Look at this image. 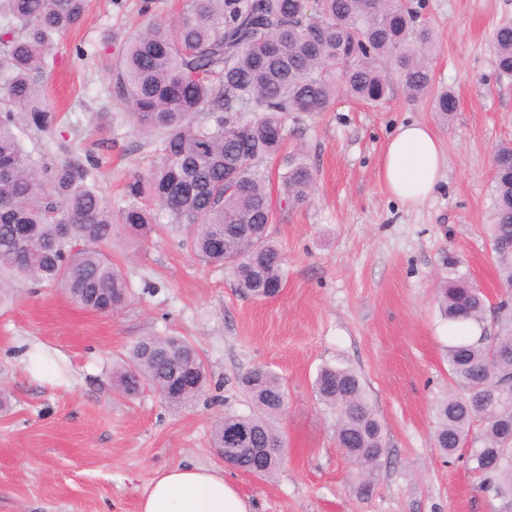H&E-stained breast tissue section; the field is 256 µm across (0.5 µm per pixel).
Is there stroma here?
I'll return each mask as SVG.
<instances>
[{
  "label": "stroma",
  "instance_id": "obj_1",
  "mask_svg": "<svg viewBox=\"0 0 512 512\" xmlns=\"http://www.w3.org/2000/svg\"><path fill=\"white\" fill-rule=\"evenodd\" d=\"M186 4L88 0L40 76L60 122L28 131L27 150L50 167L73 145L95 149L113 213L130 204L127 185L154 150L115 106L119 48L147 17L173 23ZM413 4L437 36L433 86L452 88L457 108L441 119L394 80L379 106L341 97L328 111L286 116L284 149L302 150L315 180L304 205L274 207L272 235L287 256L279 295H246L163 218L147 239L112 243L130 286L121 310L95 313L63 289L25 286L0 309V390L11 399L0 411V512H140L157 475L188 461L229 479L253 512H499L431 436L432 406L448 389L452 334L436 296L449 254L491 300L512 295L486 232L493 150L512 142V82L495 77L490 37L512 21V0ZM413 120L434 129L448 166L431 198L409 209L378 170L395 125ZM150 332L187 337L205 363V391L181 411L151 387L132 398L115 388L113 364ZM325 365L355 370L385 425L388 454L373 475L336 445L335 416L313 389ZM256 366L288 392L276 421L285 460L270 479L224 466L210 446L218 416L251 413L240 378Z\"/></svg>",
  "mask_w": 512,
  "mask_h": 512
}]
</instances>
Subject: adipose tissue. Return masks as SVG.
Wrapping results in <instances>:
<instances>
[{"label":"adipose tissue","mask_w":512,"mask_h":512,"mask_svg":"<svg viewBox=\"0 0 512 512\" xmlns=\"http://www.w3.org/2000/svg\"><path fill=\"white\" fill-rule=\"evenodd\" d=\"M446 166L440 138L426 123L400 124L384 151L379 176L403 205H423L433 194ZM141 512H252L222 476L192 463L158 475L140 505Z\"/></svg>","instance_id":"1"}]
</instances>
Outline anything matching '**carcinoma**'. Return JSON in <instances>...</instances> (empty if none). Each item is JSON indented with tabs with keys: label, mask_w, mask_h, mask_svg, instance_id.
Listing matches in <instances>:
<instances>
[{
	"label": "carcinoma",
	"mask_w": 512,
	"mask_h": 512,
	"mask_svg": "<svg viewBox=\"0 0 512 512\" xmlns=\"http://www.w3.org/2000/svg\"><path fill=\"white\" fill-rule=\"evenodd\" d=\"M85 7L86 0H0V306L18 284L59 285L91 311L110 313L128 300V283L106 252L116 225L110 201L95 188L94 155L62 160L46 182L18 134L22 125L46 132L56 122L36 74ZM416 20L409 0H188L173 28L148 19L119 51L114 86L133 132L151 137L155 153L148 173L130 185L131 197L148 204L122 211L123 231L137 236L166 216L237 288L277 296L285 254L268 232L272 189L262 164L282 154L285 116L325 112L340 94L381 104L389 90L383 64L409 101L425 96L434 38ZM491 43L498 75L512 80V21L493 29ZM433 104L445 120L456 111L449 89ZM493 167L491 259L512 287V143L497 147ZM313 183L306 159L288 153L280 200L303 204ZM438 303L456 339L448 346L450 387L433 407L432 447L448 457L466 451L479 489L512 512V302L491 303L450 257ZM114 373L124 395L148 385L173 411L195 400L198 379H206L196 346L171 334L139 337ZM241 385L253 412L216 420L211 445L227 448L228 431L239 430L248 434L246 447L276 449L236 460L241 471L269 478L282 464L285 441L274 420L287 393L264 367L247 371ZM315 393L336 415L338 447L371 474L387 448L358 374L324 366Z\"/></svg>",
	"instance_id": "carcinoma-1"
}]
</instances>
